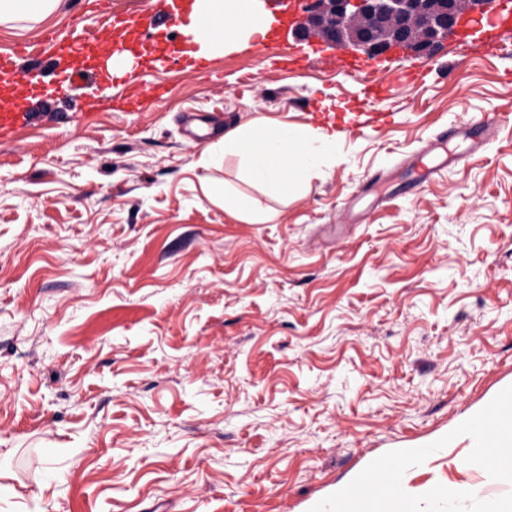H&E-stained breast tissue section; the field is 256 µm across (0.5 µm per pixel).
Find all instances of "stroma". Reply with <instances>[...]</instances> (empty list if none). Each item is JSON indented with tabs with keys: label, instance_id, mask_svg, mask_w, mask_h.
Wrapping results in <instances>:
<instances>
[{
	"label": "stroma",
	"instance_id": "1",
	"mask_svg": "<svg viewBox=\"0 0 512 512\" xmlns=\"http://www.w3.org/2000/svg\"><path fill=\"white\" fill-rule=\"evenodd\" d=\"M154 0H60L0 46ZM257 40L144 68L157 102L101 109L0 143V512H305L370 466L423 457L426 512H512V479L461 431L512 395V28L451 38L348 76L309 46L299 69ZM391 84L393 121L336 140L334 168L267 224L210 196L206 146L255 117L313 124ZM495 124L420 189L375 199L441 128ZM467 488L448 500L442 490Z\"/></svg>",
	"mask_w": 512,
	"mask_h": 512
}]
</instances>
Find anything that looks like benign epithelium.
<instances>
[{
  "mask_svg": "<svg viewBox=\"0 0 512 512\" xmlns=\"http://www.w3.org/2000/svg\"><path fill=\"white\" fill-rule=\"evenodd\" d=\"M501 8L499 0H305L295 35L353 46L372 59L395 45L419 57L458 35L462 14L476 33Z\"/></svg>",
  "mask_w": 512,
  "mask_h": 512,
  "instance_id": "obj_1",
  "label": "benign epithelium"
}]
</instances>
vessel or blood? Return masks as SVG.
<instances>
[{"mask_svg":"<svg viewBox=\"0 0 512 512\" xmlns=\"http://www.w3.org/2000/svg\"><path fill=\"white\" fill-rule=\"evenodd\" d=\"M181 0H159L156 7L137 14L113 13L106 15L102 28L112 29L114 37L105 40L101 34L90 32L84 22H76L62 32H51L35 45L16 47L0 53V86L12 87V96L0 101V140L11 137L16 131L38 126L42 123L43 108L53 107L69 97L71 85L80 83L97 85L108 80L109 74L99 64L104 57L133 55L137 61L148 62L158 67L171 63L172 55L160 49L146 54L140 49L141 34L170 27L180 17ZM163 88L145 87L135 81H128L124 103L138 104L144 101L162 99ZM387 95L385 87L373 88L363 111L341 117L337 128L354 132L363 127L384 121V113L376 106ZM494 134L492 122L475 121L470 127L459 131H443L437 136L436 145H443L448 139L461 137L469 143V152L482 150ZM464 156L446 154L434 159L432 149H424L407 166L414 181L430 180L444 169L460 165ZM512 423V395L504 396L492 416L469 424L476 442L486 448L493 447L497 430Z\"/></svg>","mask_w":512,"mask_h":512,"instance_id":"obj_1","label":"vessel or blood"}]
</instances>
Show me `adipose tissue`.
<instances>
[{
  "mask_svg": "<svg viewBox=\"0 0 512 512\" xmlns=\"http://www.w3.org/2000/svg\"><path fill=\"white\" fill-rule=\"evenodd\" d=\"M268 12L254 0H193L178 26L193 57L210 59L242 43L265 37ZM222 153H209L216 164L235 159L243 178L277 203L298 197L309 182L336 164L335 134L311 126H288L253 119L224 134Z\"/></svg>",
  "mask_w": 512,
  "mask_h": 512,
  "instance_id": "adipose-tissue-1",
  "label": "adipose tissue"
}]
</instances>
